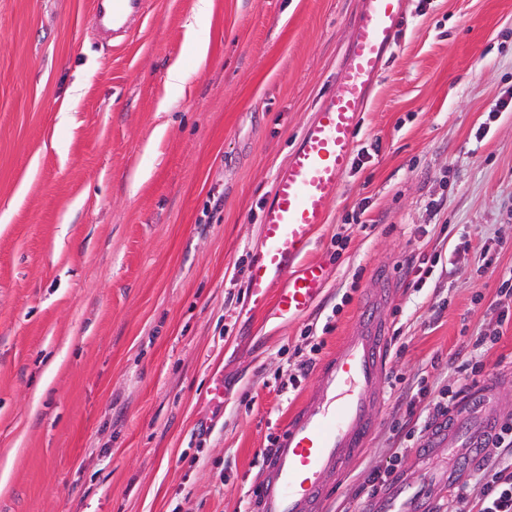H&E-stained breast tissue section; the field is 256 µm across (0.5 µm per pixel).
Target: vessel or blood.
<instances>
[{"instance_id": "1", "label": "vessel or blood", "mask_w": 512, "mask_h": 512, "mask_svg": "<svg viewBox=\"0 0 512 512\" xmlns=\"http://www.w3.org/2000/svg\"><path fill=\"white\" fill-rule=\"evenodd\" d=\"M149 11L150 0H94L90 35L106 47L120 44ZM404 15V0H360L343 74L274 179L261 218L263 248L252 260L246 280L251 309L269 320H287L310 310L323 292V267L307 253L352 167L370 92ZM386 304L385 291L372 289L335 356L317 369L307 402L264 454L258 512H319L332 478L363 447L378 418L379 388L387 370ZM497 417L495 390L484 385L459 405L450 423L434 428L425 445L449 452L461 444L486 448ZM428 509L424 495L401 481L372 500L365 512Z\"/></svg>"}]
</instances>
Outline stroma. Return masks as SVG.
Segmentation results:
<instances>
[{
    "label": "stroma",
    "instance_id": "obj_1",
    "mask_svg": "<svg viewBox=\"0 0 512 512\" xmlns=\"http://www.w3.org/2000/svg\"><path fill=\"white\" fill-rule=\"evenodd\" d=\"M194 2L152 0L107 50L91 0H0V512H254L301 364L389 269L382 408L325 512H361L374 468L442 477L407 409L470 358L512 415V0H406L310 253L326 287L280 322L249 310L245 274L360 0H212L202 62Z\"/></svg>",
    "mask_w": 512,
    "mask_h": 512
}]
</instances>
